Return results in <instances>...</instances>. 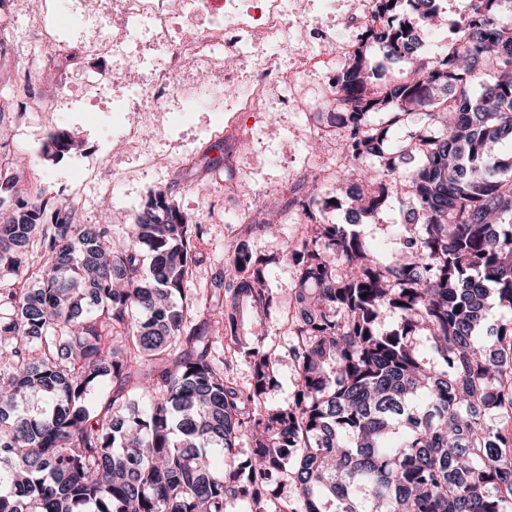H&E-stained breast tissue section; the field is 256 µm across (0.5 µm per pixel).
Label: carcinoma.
<instances>
[{"instance_id": "carcinoma-1", "label": "carcinoma", "mask_w": 512, "mask_h": 512, "mask_svg": "<svg viewBox=\"0 0 512 512\" xmlns=\"http://www.w3.org/2000/svg\"><path fill=\"white\" fill-rule=\"evenodd\" d=\"M380 0L366 40L389 60L415 57L436 0H408L399 22ZM465 38L391 80L363 45L336 76L345 129L336 189L349 214H372L412 192L401 248L381 250L354 220L313 224L285 247L298 267L292 344L298 383L271 404L279 356L242 331L267 312L266 261L236 243L224 301L194 323L184 302L194 241L204 234L157 190L127 236L77 224L73 209L36 195L0 224V512H512V25L500 0H473ZM499 75L477 97L484 60ZM454 99L458 105L448 104ZM424 109L431 126L392 147L369 114L393 122ZM58 128L48 150L71 151ZM411 155L410 169L392 156ZM320 176L299 201L313 218ZM45 260L25 270L21 249ZM149 265H144L145 259ZM510 315L487 321L492 304ZM400 314L393 327L381 313ZM250 363L240 386L213 353L212 323ZM428 342L435 360L417 346ZM141 396L126 417L120 411ZM245 438L251 453L242 458ZM289 489L266 507L265 490Z\"/></svg>"}]
</instances>
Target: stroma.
<instances>
[{"label": "stroma", "mask_w": 512, "mask_h": 512, "mask_svg": "<svg viewBox=\"0 0 512 512\" xmlns=\"http://www.w3.org/2000/svg\"><path fill=\"white\" fill-rule=\"evenodd\" d=\"M295 26L290 45L277 48L282 67H300L309 53L306 35L322 11H330L329 37L344 40L362 33L358 0H288ZM440 25L426 30L423 55L448 52V21L459 20L470 0H437ZM60 32L53 51H45L42 22ZM215 18L208 13L175 16L165 38L127 25L119 0H0V164L19 160L13 199L32 194L68 199L80 224H105L113 236L126 232V220L137 214L154 191L165 190L191 223L205 227L196 246L203 254L192 287L223 276L226 259L237 238L250 237L255 254L269 258L266 284L274 310L266 317L247 311L246 331L263 336L283 361L277 370L273 404L288 405L297 373L286 352L291 343L289 317L294 314L298 271L281 261L285 244L300 240L306 221L295 207L304 198L312 176L325 180L322 194L332 197L333 174L342 163L334 122L336 106L328 87L329 73L300 68L290 87H273L254 112L238 109V97L257 80L266 51L247 45L243 59L225 75L222 57L185 61L177 88L154 104L153 77L169 65L168 43L206 33ZM113 45L99 56L89 47L100 40ZM226 81L236 93L221 102H207L188 111L181 89L205 77ZM146 104L143 112H116L113 102ZM330 135L318 154L309 151L313 126ZM138 128L142 136L128 144L125 133ZM66 129L77 141L71 152L51 157L44 147L49 134ZM258 194L270 211L287 210L288 219L275 233L249 236L242 218L248 193ZM411 194L388 199L372 216L362 219L363 235L389 249L398 246L399 231Z\"/></svg>", "instance_id": "1"}]
</instances>
